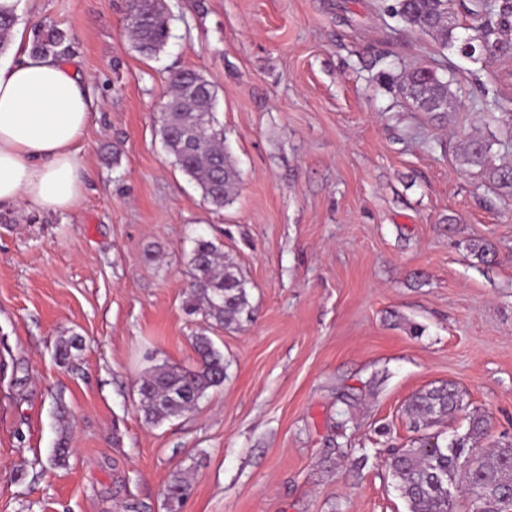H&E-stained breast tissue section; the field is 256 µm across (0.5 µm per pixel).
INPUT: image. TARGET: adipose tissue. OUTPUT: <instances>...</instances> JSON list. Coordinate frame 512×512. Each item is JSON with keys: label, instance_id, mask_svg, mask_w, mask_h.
<instances>
[{"label": "adipose tissue", "instance_id": "adipose-tissue-1", "mask_svg": "<svg viewBox=\"0 0 512 512\" xmlns=\"http://www.w3.org/2000/svg\"><path fill=\"white\" fill-rule=\"evenodd\" d=\"M12 39L13 58L0 61V206L73 210L87 191L77 145L93 100L71 65Z\"/></svg>", "mask_w": 512, "mask_h": 512}]
</instances>
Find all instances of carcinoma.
Instances as JSON below:
<instances>
[{
	"mask_svg": "<svg viewBox=\"0 0 512 512\" xmlns=\"http://www.w3.org/2000/svg\"><path fill=\"white\" fill-rule=\"evenodd\" d=\"M403 22L433 36L444 49H460V37L448 24V0H396L391 7ZM472 20L474 52L472 58L486 54L489 61L512 56V0H481L466 8ZM170 16L153 0H127V30L136 50L143 56H158L170 37ZM15 5L0 4V53L9 45L15 24ZM64 37L49 29L35 42L34 49L55 56L65 53ZM382 79L395 84L400 93L420 112H448L458 102L452 79H444L429 67H418L398 77L383 72ZM166 111L160 113L161 136L166 151L178 167L202 192L203 200L217 210L232 202L239 176L224 150V132L215 124L214 85L195 70H178L168 78ZM492 143L473 139L465 147L468 163L481 166L500 185L512 186V165L490 164ZM189 287L183 309L189 316L202 315L207 321L226 329L240 325L253 313L248 281L236 263L224 255L213 241L199 235L194 239L189 259ZM197 352L192 367L167 363L153 365L138 385V411L148 424L182 417L191 412L200 398L224 383V353L212 339L200 333L194 337ZM83 347V338L74 334L58 341L55 354L67 360L72 351ZM463 398L452 383L424 389L406 404L413 429L441 424L462 409ZM484 418H470L468 431L448 438L440 432L422 434L408 448H391L389 471L397 489L406 500L408 512H454V497L448 495L466 456L468 444L484 435ZM484 489L483 501H470L472 509L483 512H512V445H501L488 455L468 461L460 492L468 496L471 487ZM191 490V483L176 477L165 488L176 505H181Z\"/></svg>",
	"mask_w": 512,
	"mask_h": 512,
	"instance_id": "obj_1",
	"label": "carcinoma"
}]
</instances>
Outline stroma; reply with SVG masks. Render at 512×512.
<instances>
[{
	"mask_svg": "<svg viewBox=\"0 0 512 512\" xmlns=\"http://www.w3.org/2000/svg\"><path fill=\"white\" fill-rule=\"evenodd\" d=\"M393 3L165 0L171 38L147 59L126 0H15L26 37L64 35L94 106L79 207L0 206V512H168L182 473L179 512H408L387 453L416 437L407 401L448 381L464 400L445 435L479 414L473 454L512 442V188L463 154L478 137L512 165V57L442 49ZM420 63L453 75L456 111L378 79ZM180 69L217 92L240 177L220 211L163 148ZM199 233L249 281L239 326L182 310ZM201 332L223 384L146 425L139 378L194 364Z\"/></svg>",
	"mask_w": 512,
	"mask_h": 512,
	"instance_id": "1",
	"label": "stroma"
}]
</instances>
